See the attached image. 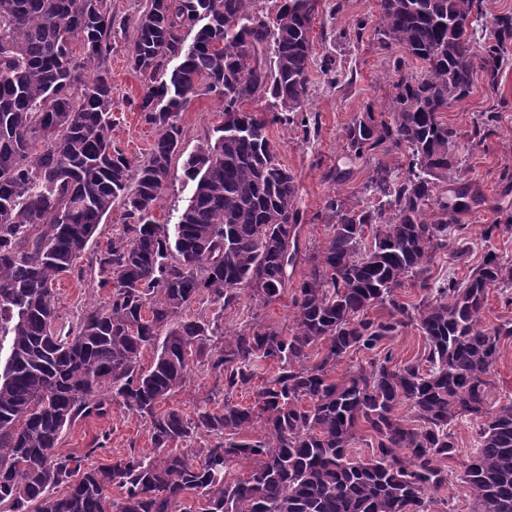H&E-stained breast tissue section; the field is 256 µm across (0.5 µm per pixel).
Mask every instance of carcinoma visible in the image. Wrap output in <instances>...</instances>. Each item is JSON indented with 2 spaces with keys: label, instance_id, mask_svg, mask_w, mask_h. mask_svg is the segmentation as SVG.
I'll return each mask as SVG.
<instances>
[{
  "label": "carcinoma",
  "instance_id": "1",
  "mask_svg": "<svg viewBox=\"0 0 512 512\" xmlns=\"http://www.w3.org/2000/svg\"><path fill=\"white\" fill-rule=\"evenodd\" d=\"M319 2L284 0L269 22L257 0H146L133 16L113 13L111 0H0V336L11 337L0 369V512H429L449 460L474 512H512V400L491 401L512 322L483 323L490 289L512 304V264L490 251L462 281L429 274L437 252H469L451 220L474 202L466 183L438 194L461 174L441 113L469 95L476 71L497 85L512 16L493 19L478 55L483 0H380L375 35L403 52L398 79L381 111L344 128L343 146L355 159L395 151L406 173L379 161L367 202L328 196L311 217L327 225L325 245L308 252L298 176L266 129L310 134ZM129 30L137 109L157 131L141 160L112 144V38ZM414 63L417 78L406 73ZM203 94L222 103L224 124L186 155L177 116ZM268 96L269 115L245 110ZM181 156L193 193L177 222L161 225L157 204ZM117 201L121 231L90 260L107 301L64 332L56 285L83 277L79 259ZM299 264L308 270L289 332L224 330V310L243 293L279 300ZM408 281L423 291L417 303L399 295ZM204 302L211 315L191 312ZM376 305L387 315H369ZM409 326L424 351L397 363L386 341ZM214 337L222 346L206 349ZM148 349L155 359L144 367ZM357 350L372 354L370 369L336 376ZM195 360L223 382V403L208 396L192 418L160 410ZM238 392L253 402H234ZM113 401L146 422L154 456L88 467L57 452L65 426ZM462 418L478 426L464 458L452 432ZM361 428L374 440L367 455L355 450ZM198 438L199 448L173 449ZM245 461L248 473L234 475Z\"/></svg>",
  "mask_w": 512,
  "mask_h": 512
}]
</instances>
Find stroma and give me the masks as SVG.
Here are the masks:
<instances>
[{"label": "stroma", "instance_id": "35a3bbf8", "mask_svg": "<svg viewBox=\"0 0 512 512\" xmlns=\"http://www.w3.org/2000/svg\"><path fill=\"white\" fill-rule=\"evenodd\" d=\"M341 11H331L323 0L314 22V56L322 58L335 50L341 77L337 83H327L319 69H312L307 91V109L316 120V132L303 139L296 128L269 125L267 135L281 162L293 169L299 178V205L307 214L322 210L328 195L337 193L351 202L362 201L361 190L371 174L376 160H383L404 173V161L396 153L377 152L375 158L348 163L343 149L342 133L354 117L366 108H380L393 92V60L398 52L385 48L373 29H366L360 40L338 42L340 32L350 29L356 19H374L379 13V0H342ZM130 39L117 38L110 67L112 70V140L128 155L141 157L150 149L155 132L144 124L133 103L141 92V83L131 69L127 56ZM494 114L495 130L483 144H471L469 134L474 121ZM441 118L458 135L456 151L466 174V182L477 202L469 211L457 214L472 241V252L465 262L456 261L450 251L438 253L432 275L442 279L448 274L465 277L487 251H495L501 259L512 262V232L502 231L485 238L484 227L493 219L512 215V66L500 75L497 87H490L482 74H475L473 88L464 100L449 106ZM224 120L221 103L212 96L193 99L178 114L183 129V148L192 153L213 138L214 130ZM340 168L346 176L341 181L328 179L330 170ZM192 184L183 176V161L175 159L172 175L156 208L159 223H175L187 205ZM93 272L83 278L67 276L56 286L58 327L68 328L93 305L103 304L107 290L98 288ZM290 296L269 305L244 298L224 312V327L240 331L261 324L280 329L291 325ZM106 439L107 450L95 453L99 439ZM62 454L86 457L88 463L106 461L137 453L153 455L147 425L139 417L120 406H112L103 417L77 420L65 428L58 443Z\"/></svg>", "mask_w": 512, "mask_h": 512}]
</instances>
